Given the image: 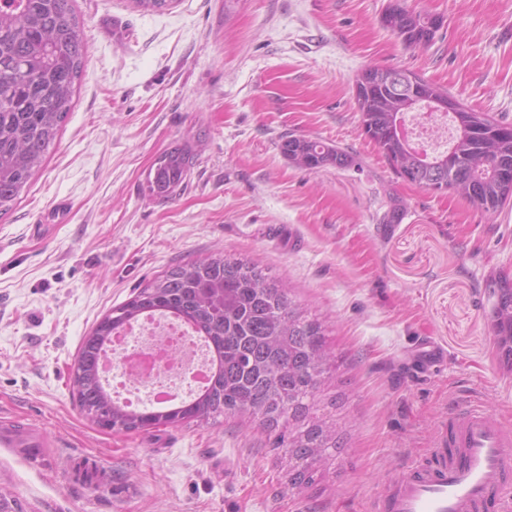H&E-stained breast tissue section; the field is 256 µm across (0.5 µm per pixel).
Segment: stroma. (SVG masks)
Masks as SVG:
<instances>
[{"mask_svg": "<svg viewBox=\"0 0 512 512\" xmlns=\"http://www.w3.org/2000/svg\"><path fill=\"white\" fill-rule=\"evenodd\" d=\"M390 0H74L87 55L56 143L0 218V411L39 430V457L0 447V490L24 512H372L433 448L459 403L512 422L484 284L512 275V205L483 212L399 178L361 129L354 82L410 70L512 124V0H405L444 25L405 48ZM339 147L348 166L283 157L281 135ZM204 134L180 194L145 190L155 159ZM401 205L387 236L376 231ZM255 261L324 325L340 369L319 393L343 448L291 489L277 431L245 416L101 427L72 377L82 341L172 266ZM442 357L423 358L426 342ZM110 481L82 482L75 463Z\"/></svg>", "mask_w": 512, "mask_h": 512, "instance_id": "35a3bbf8", "label": "stroma"}]
</instances>
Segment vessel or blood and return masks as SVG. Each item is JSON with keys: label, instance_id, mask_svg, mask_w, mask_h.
<instances>
[{"label": "vessel or blood", "instance_id": "b4317fda", "mask_svg": "<svg viewBox=\"0 0 512 512\" xmlns=\"http://www.w3.org/2000/svg\"><path fill=\"white\" fill-rule=\"evenodd\" d=\"M32 428L0 422V447L38 448ZM454 455L434 450L429 461L402 470L377 505L378 512H512V426L485 408L465 404L448 417Z\"/></svg>", "mask_w": 512, "mask_h": 512}]
</instances>
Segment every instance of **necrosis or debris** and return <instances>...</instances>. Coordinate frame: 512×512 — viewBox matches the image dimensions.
I'll return each mask as SVG.
<instances>
[{
	"instance_id": "obj_1",
	"label": "necrosis or debris",
	"mask_w": 512,
	"mask_h": 512,
	"mask_svg": "<svg viewBox=\"0 0 512 512\" xmlns=\"http://www.w3.org/2000/svg\"><path fill=\"white\" fill-rule=\"evenodd\" d=\"M406 129L413 145L427 151L447 149L451 136L448 118L437 112L411 114ZM189 328L168 316H146L131 332L118 335L113 349L122 357L107 378L112 393L126 403L159 402L200 386L207 373L204 354L185 360L181 351L191 346Z\"/></svg>"
}]
</instances>
